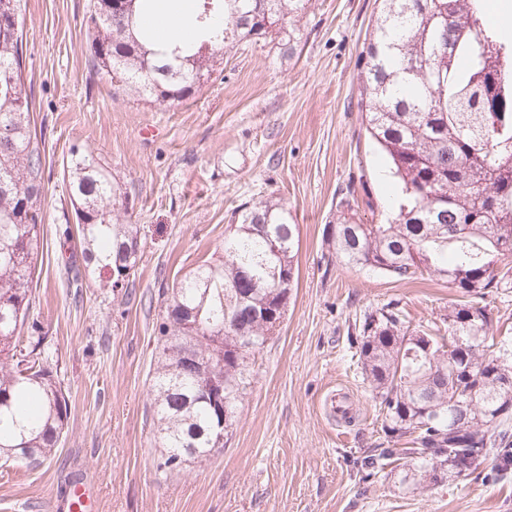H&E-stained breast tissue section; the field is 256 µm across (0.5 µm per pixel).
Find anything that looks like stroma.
<instances>
[{
    "mask_svg": "<svg viewBox=\"0 0 512 512\" xmlns=\"http://www.w3.org/2000/svg\"><path fill=\"white\" fill-rule=\"evenodd\" d=\"M93 0H28L25 89L45 162L46 219L29 318L40 328L70 402L61 444L39 467L0 473V512H64L66 488L90 490L100 512H512V475L491 465L442 483L369 476L383 440L354 323L387 303L411 326L439 321L446 279L406 282L340 262L327 244L338 189L357 191L364 223L384 221L398 190L362 126L359 57L376 0H313L292 56L239 43L224 71L169 105L117 93L94 69L85 19ZM92 154L134 199L140 260L128 287L92 268L69 282L63 230L75 226L63 166ZM285 202L298 226V279L279 328L256 355L224 449L162 475L149 389L162 290L202 261L222 260L233 213ZM505 285L482 300L512 351V258ZM348 415L333 412V397Z\"/></svg>",
    "mask_w": 512,
    "mask_h": 512,
    "instance_id": "35a3bbf8",
    "label": "stroma"
}]
</instances>
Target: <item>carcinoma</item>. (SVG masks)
Returning <instances> with one entry per match:
<instances>
[{
    "label": "carcinoma",
    "instance_id": "obj_1",
    "mask_svg": "<svg viewBox=\"0 0 512 512\" xmlns=\"http://www.w3.org/2000/svg\"><path fill=\"white\" fill-rule=\"evenodd\" d=\"M112 2L94 0L85 22L94 68L118 91L174 104L223 72L224 51L243 40L294 53L312 0H196L193 35L169 41L144 22L153 0H135L131 16ZM381 2L360 55L363 124L402 198L391 221L361 224L346 188L331 245L345 264L397 281L442 277L459 300L439 326L412 328L389 303L355 327L386 444L373 469L401 460L421 484L490 461L507 475L512 370L493 354L479 299L501 287L497 263L512 257V36L487 23L482 0ZM26 6L0 0V462L36 467L62 439L69 398L42 338L23 331L45 222V163L24 90ZM67 179L83 219L68 271H78L79 255L110 286L112 272L138 262L140 228L128 208L115 210L127 192L76 146ZM233 223L222 263L164 291L151 392L165 472L182 471L178 458L190 448L202 460L224 450L221 411L236 413L251 387L246 359L268 342L262 314L288 305L294 286L298 233L285 203L261 199ZM190 347L207 362L189 361Z\"/></svg>",
    "mask_w": 512,
    "mask_h": 512
}]
</instances>
